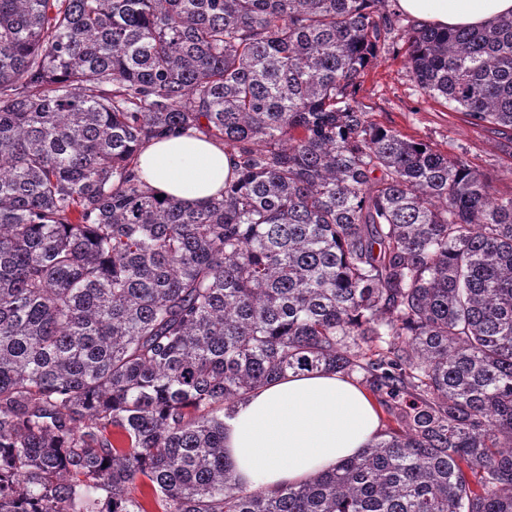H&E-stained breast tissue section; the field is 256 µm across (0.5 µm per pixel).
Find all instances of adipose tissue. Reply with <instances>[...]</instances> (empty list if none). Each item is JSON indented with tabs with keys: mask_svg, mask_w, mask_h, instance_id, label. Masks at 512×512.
Listing matches in <instances>:
<instances>
[{
	"mask_svg": "<svg viewBox=\"0 0 512 512\" xmlns=\"http://www.w3.org/2000/svg\"><path fill=\"white\" fill-rule=\"evenodd\" d=\"M399 10L441 29L479 28L512 15V0H396ZM236 154L204 135L165 136L138 159L156 193L206 205L234 174ZM380 420L368 393L332 371L290 373L255 390L224 419V455L239 484L276 489L357 455Z\"/></svg>",
	"mask_w": 512,
	"mask_h": 512,
	"instance_id": "obj_1",
	"label": "adipose tissue"
}]
</instances>
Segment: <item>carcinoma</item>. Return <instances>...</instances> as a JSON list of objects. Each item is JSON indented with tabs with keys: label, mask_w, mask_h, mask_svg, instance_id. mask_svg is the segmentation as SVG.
Masks as SVG:
<instances>
[{
	"label": "carcinoma",
	"mask_w": 512,
	"mask_h": 512,
	"mask_svg": "<svg viewBox=\"0 0 512 512\" xmlns=\"http://www.w3.org/2000/svg\"><path fill=\"white\" fill-rule=\"evenodd\" d=\"M386 0H0V512H512V196L370 120ZM512 145V15L406 33ZM238 155L202 207L153 138ZM361 374L395 426L246 489L224 414ZM237 155L201 133L164 136L152 141L138 159L139 174L156 193L190 207L204 206L224 191Z\"/></svg>",
	"instance_id": "1"
}]
</instances>
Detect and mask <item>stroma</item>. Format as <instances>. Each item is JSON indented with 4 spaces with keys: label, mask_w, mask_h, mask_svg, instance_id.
<instances>
[{
    "label": "stroma",
    "mask_w": 512,
    "mask_h": 512,
    "mask_svg": "<svg viewBox=\"0 0 512 512\" xmlns=\"http://www.w3.org/2000/svg\"><path fill=\"white\" fill-rule=\"evenodd\" d=\"M387 14L395 29L378 49L362 79L357 100L379 126L426 143L435 151L462 156L484 173L496 195H512V149L490 130L471 124L460 111L448 110L442 100L423 94L407 63L406 29L411 18L388 0Z\"/></svg>",
    "instance_id": "1"
}]
</instances>
